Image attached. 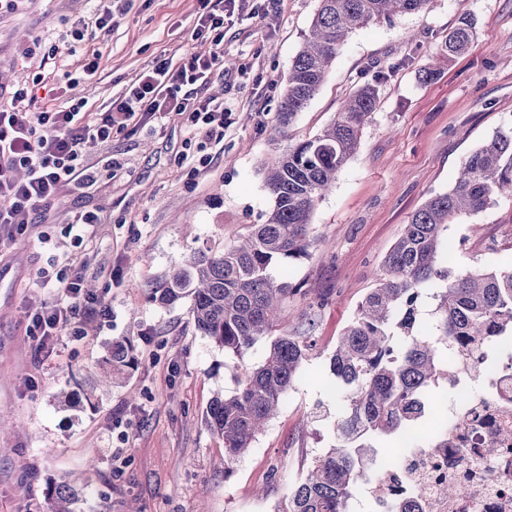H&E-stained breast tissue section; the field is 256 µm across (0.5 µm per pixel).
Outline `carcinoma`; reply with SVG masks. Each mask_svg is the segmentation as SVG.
Masks as SVG:
<instances>
[{
  "label": "carcinoma",
  "instance_id": "cac0c4a2",
  "mask_svg": "<svg viewBox=\"0 0 512 512\" xmlns=\"http://www.w3.org/2000/svg\"><path fill=\"white\" fill-rule=\"evenodd\" d=\"M319 6L293 58L283 100L273 120L278 137L319 92L328 68L355 30L392 15L422 11L430 0H318ZM476 21L461 14L424 69L434 79L441 64L465 54ZM378 88L367 83L344 102L334 121L313 137L261 161L271 206L265 221L219 251H195L155 288L152 301L171 306L191 301L195 328L237 356L265 346L260 362L246 367L232 395L212 398L207 429L224 441V474L252 447L281 409L313 348L314 322L299 336L269 335L286 318L285 300L297 293L276 268L309 255L312 215L337 173L356 152L374 113ZM512 190V128L499 131L463 161L452 187L429 197L411 216L386 255L376 287L338 337L329 361L343 405L332 425L333 443L314 457L305 478L276 512H349L362 482L389 476L393 462L377 461L376 442L397 443L418 432L433 389L442 377L448 345L485 337L512 340V268L478 269L454 276L440 265L448 227L495 204ZM434 289L429 327L418 301ZM137 366L131 341L105 347L102 384L110 387ZM53 512H76L83 491L64 479L50 485Z\"/></svg>",
  "mask_w": 512,
  "mask_h": 512
}]
</instances>
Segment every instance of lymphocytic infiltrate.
Segmentation results:
<instances>
[{
  "mask_svg": "<svg viewBox=\"0 0 512 512\" xmlns=\"http://www.w3.org/2000/svg\"><path fill=\"white\" fill-rule=\"evenodd\" d=\"M249 4L250 0H203L192 36L212 43L215 53H190L176 64L168 58L157 60L105 111H87L86 100L80 99L37 112L33 106L38 90L24 85L17 86L9 100H0V195L10 200L9 207L0 210V241L23 234L64 187L91 182L94 173L83 159L84 144L108 141L130 122L142 127L152 120L161 125L176 115L206 142H223L231 111L204 97L203 90L218 63L217 50L224 45L225 14ZM74 264L73 257L63 259L54 301L30 317V328L42 342L57 339L78 316L103 313L98 297L86 294L73 275Z\"/></svg>",
  "mask_w": 512,
  "mask_h": 512,
  "instance_id": "1",
  "label": "lymphocytic infiltrate"
}]
</instances>
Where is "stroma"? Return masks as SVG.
Returning <instances> with one entry per match:
<instances>
[{
    "label": "stroma",
    "mask_w": 512,
    "mask_h": 512,
    "mask_svg": "<svg viewBox=\"0 0 512 512\" xmlns=\"http://www.w3.org/2000/svg\"><path fill=\"white\" fill-rule=\"evenodd\" d=\"M253 15L224 20V55L206 89L232 109L220 146L201 147L178 118L156 129L113 133L85 157L96 181L64 192L15 241L0 245V512H50L47 488L82 485L84 512H274L308 462L332 443L340 401L329 373L336 339L375 284L410 216L454 182L476 146L512 128V0H429L421 12L356 31L326 80L288 128L295 144L327 126L360 86L376 83L377 109L356 154L312 216L310 255L278 269L297 290L292 334L313 318L314 347L279 414L225 473L224 443L205 426L211 399L237 388L261 349L236 356L196 330L189 303L165 308L148 290L198 248L220 247L262 223L271 200L259 162L270 141L294 56L318 0H252ZM111 30L95 26L92 0H20L0 13V89L39 81L103 110L151 68L207 51L191 39L198 0H112ZM477 21L471 50L421 71L461 13ZM78 31L76 55H45L48 29ZM40 40L30 58L21 50ZM93 83L81 82L86 53ZM93 213L83 242L66 224ZM76 266L82 286L112 313L76 319L58 342L39 346L28 314L53 301L55 257ZM448 265L458 274L512 266V192L448 229ZM326 304H319L320 296ZM128 338L137 367L125 383L96 387L106 342Z\"/></svg>",
    "instance_id": "stroma-1"
}]
</instances>
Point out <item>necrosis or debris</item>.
<instances>
[{
  "label": "necrosis or debris",
  "instance_id": "necrosis-or-debris-1",
  "mask_svg": "<svg viewBox=\"0 0 512 512\" xmlns=\"http://www.w3.org/2000/svg\"><path fill=\"white\" fill-rule=\"evenodd\" d=\"M461 354H443L450 400L447 424L427 445L410 437L398 462L404 472L400 487L374 481L375 499H395L423 512H512V350L498 353L492 368L479 379L462 365ZM495 440L487 450V440ZM442 484H458L464 496H439Z\"/></svg>",
  "mask_w": 512,
  "mask_h": 512
}]
</instances>
